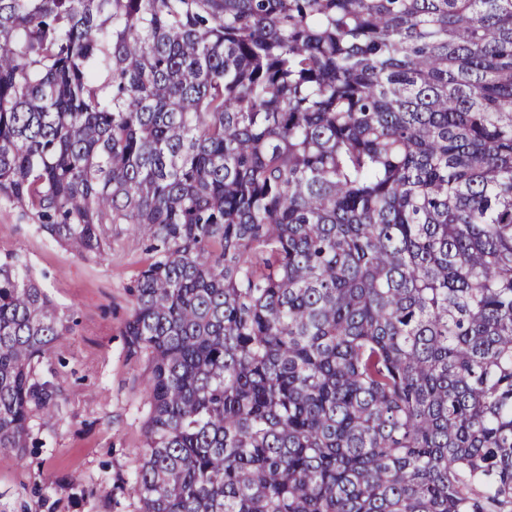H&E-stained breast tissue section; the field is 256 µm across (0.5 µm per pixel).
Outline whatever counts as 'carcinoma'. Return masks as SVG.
<instances>
[{
	"label": "carcinoma",
	"instance_id": "1",
	"mask_svg": "<svg viewBox=\"0 0 512 512\" xmlns=\"http://www.w3.org/2000/svg\"><path fill=\"white\" fill-rule=\"evenodd\" d=\"M0 199L132 224L138 512H512V0H0ZM70 332L0 256V453Z\"/></svg>",
	"mask_w": 512,
	"mask_h": 512
}]
</instances>
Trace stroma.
<instances>
[{
	"label": "stroma",
	"instance_id": "1",
	"mask_svg": "<svg viewBox=\"0 0 512 512\" xmlns=\"http://www.w3.org/2000/svg\"><path fill=\"white\" fill-rule=\"evenodd\" d=\"M0 252L15 254L76 321L35 365L36 378L56 388L58 410L50 422H32L22 454L0 455V512H137L148 361L128 355L122 330L146 253L129 225L116 224L110 251L74 258L1 200Z\"/></svg>",
	"mask_w": 512,
	"mask_h": 512
}]
</instances>
